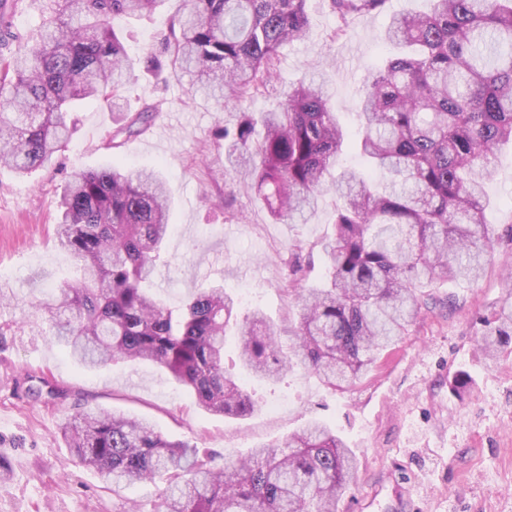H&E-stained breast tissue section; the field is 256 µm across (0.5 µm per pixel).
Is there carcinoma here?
I'll list each match as a JSON object with an SVG mask.
<instances>
[{"mask_svg": "<svg viewBox=\"0 0 512 512\" xmlns=\"http://www.w3.org/2000/svg\"><path fill=\"white\" fill-rule=\"evenodd\" d=\"M169 2L51 0L40 38L19 43L0 71V166L22 177L56 166L84 99L122 111L133 64L116 24ZM182 2L161 56L147 63L189 77L194 96L221 106L265 90L280 48L307 34L306 0ZM386 2L327 0L343 24ZM431 2L425 13L390 19L385 41L410 51L361 89L356 139L332 112L322 77L301 79L278 109L242 111L234 128L219 129L224 174L249 180L273 222L306 223L325 191L340 201L320 242L324 280L305 288L302 265H289L299 318L288 352L262 311L238 320L239 300L222 285L197 289L177 309L151 292L172 230L167 190L154 172L113 164L72 173L60 196L57 245L81 277L52 288L44 305L55 342L90 369L152 362L201 410L245 416L256 402L225 369L230 326L247 373L301 371L342 390L408 335L418 289L476 282L495 244L484 187L497 148L512 144V0ZM153 118L150 108L126 113L112 147ZM349 146L367 168L337 166ZM478 346L491 360L512 355V293ZM61 435L119 499L136 482L166 476L161 512H337L358 468L345 440L319 420L282 446L222 465L164 439L144 418L105 409L72 414Z\"/></svg>", "mask_w": 512, "mask_h": 512, "instance_id": "carcinoma-1", "label": "carcinoma"}]
</instances>
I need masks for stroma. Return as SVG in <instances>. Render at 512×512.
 <instances>
[{
  "mask_svg": "<svg viewBox=\"0 0 512 512\" xmlns=\"http://www.w3.org/2000/svg\"><path fill=\"white\" fill-rule=\"evenodd\" d=\"M430 0H388L382 13L339 26L326 0H307L305 40L284 47L268 90L223 109L189 98L188 80L160 81L137 70L126 88L132 110L157 115L141 135L109 148L112 113L84 100L58 164L21 179L0 169V284L14 292L0 304V512H121L98 475L75 462L61 426L79 408H103L148 419L163 437L216 453L247 454L260 444H281L309 418L326 421L359 463L356 482L338 512H388L401 489L404 512H512V359L491 362L476 350L484 318L512 291V146L495 160L486 186L485 219L497 243L478 282L435 283L407 336L385 352L361 381L331 390L292 372L272 381L244 377L257 402L254 413L232 418L199 410L193 395L156 365L118 362L87 369L51 340L36 308L49 288L75 279L78 265L54 238L60 192L69 175L114 162L158 170L171 198L168 263L156 276L158 292L177 305L195 288L223 283L251 289L242 314L261 310L280 333L297 320L288 296V263L322 273L319 241L335 215V194H323L308 223L277 224L250 186L222 177L224 143L217 128L240 110L275 109L284 86L319 74L332 87L330 106L349 129L358 127L359 91L371 73L396 54L381 37L392 14L429 11ZM181 0L124 22L129 55L145 61L160 51ZM38 11L24 0L0 31V65L16 41L35 40ZM469 382L456 388V373ZM49 380L58 397L34 396Z\"/></svg>",
  "mask_w": 512,
  "mask_h": 512,
  "instance_id": "stroma-1",
  "label": "stroma"
}]
</instances>
